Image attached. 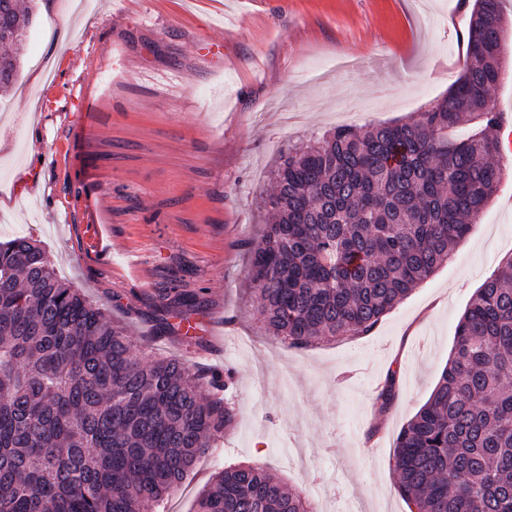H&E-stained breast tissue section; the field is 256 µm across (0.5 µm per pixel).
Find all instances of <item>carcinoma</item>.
<instances>
[{
	"label": "carcinoma",
	"mask_w": 512,
	"mask_h": 512,
	"mask_svg": "<svg viewBox=\"0 0 512 512\" xmlns=\"http://www.w3.org/2000/svg\"><path fill=\"white\" fill-rule=\"evenodd\" d=\"M506 0H474L463 72L411 123L344 126L284 151L248 278L273 335L295 349L367 336L470 234L509 167L500 154ZM33 23L0 0V89ZM472 125L465 139L451 131ZM167 317L201 308L162 294ZM234 372L156 358L125 322L63 282L40 243H0V512H156L237 418ZM396 372L377 395L396 397ZM409 512H512V256L476 291L428 400L400 429ZM195 512H314L265 467L215 473Z\"/></svg>",
	"instance_id": "carcinoma-1"
}]
</instances>
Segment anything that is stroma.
I'll use <instances>...</instances> for the list:
<instances>
[{"label": "stroma", "mask_w": 512, "mask_h": 512, "mask_svg": "<svg viewBox=\"0 0 512 512\" xmlns=\"http://www.w3.org/2000/svg\"><path fill=\"white\" fill-rule=\"evenodd\" d=\"M0 93V242L29 235L136 348L234 370L237 421L167 512L260 464L326 512H405L394 440L427 401L475 292L512 255V177L450 261L367 336H271L246 278L287 145L413 122L458 78L460 0H35ZM205 44L224 47L206 57ZM200 295L213 334L153 339L160 291ZM396 371V397L377 391Z\"/></svg>", "instance_id": "stroma-1"}]
</instances>
